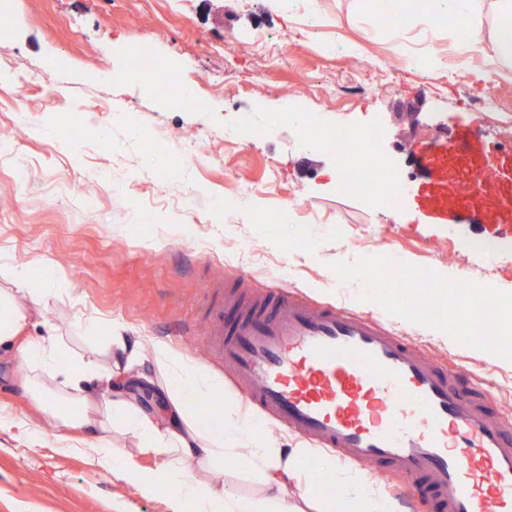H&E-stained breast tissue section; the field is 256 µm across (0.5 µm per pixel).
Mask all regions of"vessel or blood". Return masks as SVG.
<instances>
[{
	"label": "vessel or blood",
	"mask_w": 512,
	"mask_h": 512,
	"mask_svg": "<svg viewBox=\"0 0 512 512\" xmlns=\"http://www.w3.org/2000/svg\"><path fill=\"white\" fill-rule=\"evenodd\" d=\"M212 306L213 355L249 407L355 462L386 467L444 512H512V422L482 392L380 322L260 291L247 312Z\"/></svg>",
	"instance_id": "1"
}]
</instances>
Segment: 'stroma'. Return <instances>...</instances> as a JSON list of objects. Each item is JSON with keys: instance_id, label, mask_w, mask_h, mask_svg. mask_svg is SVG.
<instances>
[{"instance_id": "stroma-1", "label": "stroma", "mask_w": 512, "mask_h": 512, "mask_svg": "<svg viewBox=\"0 0 512 512\" xmlns=\"http://www.w3.org/2000/svg\"><path fill=\"white\" fill-rule=\"evenodd\" d=\"M496 9L485 0L464 26L490 29ZM464 26L397 27L372 0H16L0 63V289H18L26 310L18 341L53 328L70 355L97 359L116 320L125 336L204 365L236 398L205 329L210 304L244 273L255 289H292L381 321L469 373L490 412L512 418V340L466 347L477 323L451 315L441 334L425 329L426 309L460 301V280L512 294V150L494 147L497 127H512V74L491 75V122L469 110L492 42L467 47ZM137 43L180 64L214 117L110 86L118 49ZM370 65L378 92L346 97ZM289 105L343 125L381 113L385 149L407 179L404 209L339 193L330 156L300 147L291 128L224 135L254 107ZM191 139L197 149L185 151ZM488 169L494 193L449 194V178ZM474 240L497 250L479 256ZM396 264L410 277L405 318L363 296ZM55 277L65 288L42 295ZM493 345L501 356L488 354ZM45 405L1 356L0 512H186L172 493H143L92 462L79 448L85 431ZM350 470L407 512H436L391 473Z\"/></svg>"}]
</instances>
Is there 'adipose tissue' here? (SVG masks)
Masks as SVG:
<instances>
[{
	"label": "adipose tissue",
	"mask_w": 512,
	"mask_h": 512,
	"mask_svg": "<svg viewBox=\"0 0 512 512\" xmlns=\"http://www.w3.org/2000/svg\"><path fill=\"white\" fill-rule=\"evenodd\" d=\"M479 0H378L379 8L409 5L416 21L430 26L440 20L469 15ZM25 314L16 307L8 289H0V345L10 344V354L25 387L48 395L63 387L73 402L62 413L64 425L79 423L93 429L85 443L95 462L113 464L125 479L147 492L171 489L190 512H303L281 492L285 480L300 477L312 448H280L267 441L246 437L238 411L224 409V386L205 367L167 347L154 343V373L168 401V413L156 419L147 413L115 376L111 365L92 361L77 366L64 364L63 341L55 335L15 344ZM209 398L219 411L200 416L193 408ZM136 437L142 452L155 462L152 471L132 463L110 441L113 426ZM259 479L261 497L224 491L197 479L195 467L220 471L225 461Z\"/></svg>",
	"instance_id": "1"
}]
</instances>
